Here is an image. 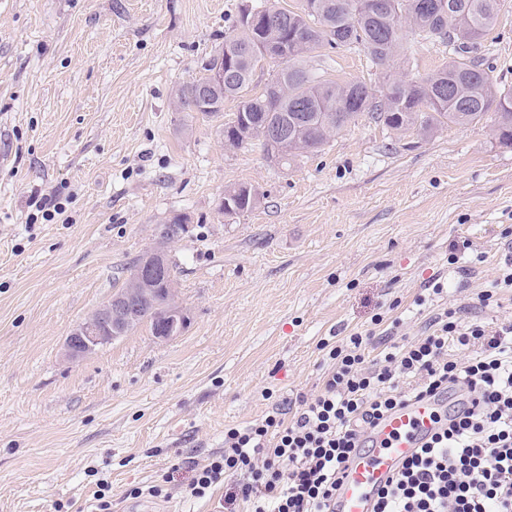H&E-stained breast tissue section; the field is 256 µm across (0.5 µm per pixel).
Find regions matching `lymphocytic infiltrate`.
Returning a JSON list of instances; mask_svg holds the SVG:
<instances>
[{"label": "lymphocytic infiltrate", "instance_id": "lymphocytic-infiltrate-1", "mask_svg": "<svg viewBox=\"0 0 512 512\" xmlns=\"http://www.w3.org/2000/svg\"><path fill=\"white\" fill-rule=\"evenodd\" d=\"M500 288H512V262L464 314H433L410 344L384 329L371 359L359 333L321 343L320 392L298 396L295 412L278 407L225 429L223 453L197 471L188 495L205 498L223 482L225 512H332L363 430L404 400L454 388L470 409L402 466L374 512H512V322L481 318Z\"/></svg>", "mask_w": 512, "mask_h": 512}]
</instances>
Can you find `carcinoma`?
<instances>
[{
  "label": "carcinoma",
  "mask_w": 512,
  "mask_h": 512,
  "mask_svg": "<svg viewBox=\"0 0 512 512\" xmlns=\"http://www.w3.org/2000/svg\"><path fill=\"white\" fill-rule=\"evenodd\" d=\"M503 0H300L295 9L272 6L243 10L224 32V89L205 100L199 86L211 81L216 57L205 74L175 91L178 111L216 115L224 101L237 102L224 141L233 148L259 146L267 158L283 164L316 151L332 137L369 114L397 132L428 135L448 126L476 123L492 112L497 142L512 147V90L500 86L490 68L473 56L480 40L497 22ZM448 41L453 57L421 80L390 78L380 91L358 81L344 82L317 74L304 58L324 49L358 47L377 64L402 48L405 32ZM280 69L256 90L254 74L267 60ZM288 126V139L269 142L264 128ZM224 215L239 216L260 203L251 185L224 196ZM154 305L143 302L137 328L157 335Z\"/></svg>",
  "instance_id": "obj_1"
}]
</instances>
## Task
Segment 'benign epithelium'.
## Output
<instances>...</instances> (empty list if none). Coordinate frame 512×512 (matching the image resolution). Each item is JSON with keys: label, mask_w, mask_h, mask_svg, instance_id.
<instances>
[{"label": "benign epithelium", "mask_w": 512, "mask_h": 512, "mask_svg": "<svg viewBox=\"0 0 512 512\" xmlns=\"http://www.w3.org/2000/svg\"><path fill=\"white\" fill-rule=\"evenodd\" d=\"M164 258L163 251L148 250L133 272V278L142 284L145 291L127 297L121 295L112 297L97 308L94 318H85L69 332L64 342V355L68 360L74 362L82 359L122 336L135 322L139 303L142 300L156 306L160 304L167 310V316L158 330L157 339L167 340L181 333L186 315L176 302L177 289H165L167 299L161 301L158 295L162 291L154 287L156 272L163 266Z\"/></svg>", "instance_id": "benign-epithelium-1"}]
</instances>
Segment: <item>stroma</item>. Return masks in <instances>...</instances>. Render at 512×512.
<instances>
[{"mask_svg":"<svg viewBox=\"0 0 512 512\" xmlns=\"http://www.w3.org/2000/svg\"><path fill=\"white\" fill-rule=\"evenodd\" d=\"M274 4L299 0H0V145L13 155L0 167V512H96L102 478L112 512H218L223 487L186 495L193 469L223 451L225 427L320 390L321 340L370 329L389 306L410 342L512 257V148L491 118L423 136L364 117L284 167L225 147L235 101L209 118L174 109L242 8ZM477 55L512 88V0ZM447 60V44L409 33L383 66L356 48L308 65L376 90ZM242 183L260 204L225 216ZM43 195L62 220L42 219ZM176 217L180 335L142 326L65 359L69 331ZM435 278L443 293L419 305ZM165 474V497H128Z\"/></svg>","mask_w":512,"mask_h":512,"instance_id":"1","label":"stroma"}]
</instances>
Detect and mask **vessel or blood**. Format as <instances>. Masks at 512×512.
I'll return each mask as SVG.
<instances>
[{
	"instance_id": "1",
	"label": "vessel or blood",
	"mask_w": 512,
	"mask_h": 512,
	"mask_svg": "<svg viewBox=\"0 0 512 512\" xmlns=\"http://www.w3.org/2000/svg\"><path fill=\"white\" fill-rule=\"evenodd\" d=\"M452 416L446 397L425 396L403 402L376 420L345 464L335 512H373L390 479Z\"/></svg>"
}]
</instances>
